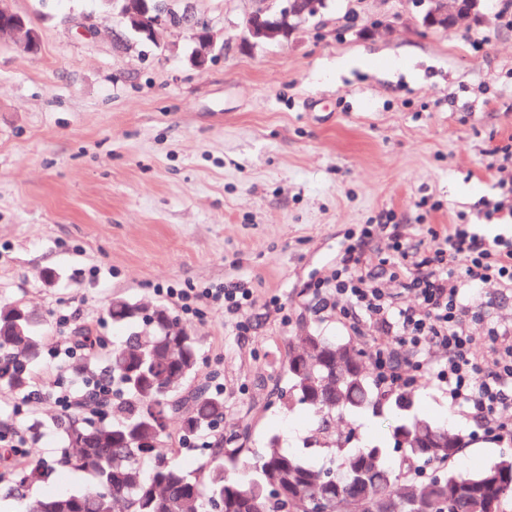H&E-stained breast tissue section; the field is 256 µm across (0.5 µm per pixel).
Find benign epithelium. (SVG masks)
<instances>
[{"mask_svg": "<svg viewBox=\"0 0 512 512\" xmlns=\"http://www.w3.org/2000/svg\"><path fill=\"white\" fill-rule=\"evenodd\" d=\"M423 6L417 23L428 32L446 33L454 29L462 12L460 0H419ZM329 0H255L239 37V46L250 51L259 45V39L278 35L291 38L300 26L324 13ZM112 12L119 18L121 30L113 31V41L124 44L125 31L131 27L143 33L153 43H159L162 32L184 30L198 42L193 61L202 68L216 46V37L209 24L201 18L179 11L169 0H112ZM0 36H6L18 46L39 45L36 31L27 28L25 19L0 6Z\"/></svg>", "mask_w": 512, "mask_h": 512, "instance_id": "obj_1", "label": "benign epithelium"}]
</instances>
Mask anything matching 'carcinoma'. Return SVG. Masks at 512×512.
<instances>
[{"mask_svg":"<svg viewBox=\"0 0 512 512\" xmlns=\"http://www.w3.org/2000/svg\"><path fill=\"white\" fill-rule=\"evenodd\" d=\"M115 323L139 322L122 344L112 348L109 372L119 396L112 400V421L92 423L80 409L57 417L66 466L91 471L92 488L41 498L32 512H512V454L476 473L455 469L466 439L461 433L414 418L394 428L402 455L386 462L380 448L346 452L352 433L333 430L336 418H350L380 404L379 391L363 371L369 352L351 341H338L312 327L295 337L283 365L288 402L307 405L314 431L331 451L318 464L270 439L245 479L228 465L241 453L224 447L220 435L190 473L169 456L164 441L168 415L181 418L183 437L217 431L224 420V398L205 386L182 392L199 370L197 342L175 331L176 317L164 306L144 307L125 299L108 309ZM36 315L22 302L0 303V385L23 396L29 392L31 361L41 354ZM94 360L105 346L84 329L77 336ZM153 459L150 472L141 460ZM24 487L41 482L49 469L17 464Z\"/></svg>","mask_w":512,"mask_h":512,"instance_id":"carcinoma-1","label":"carcinoma"}]
</instances>
